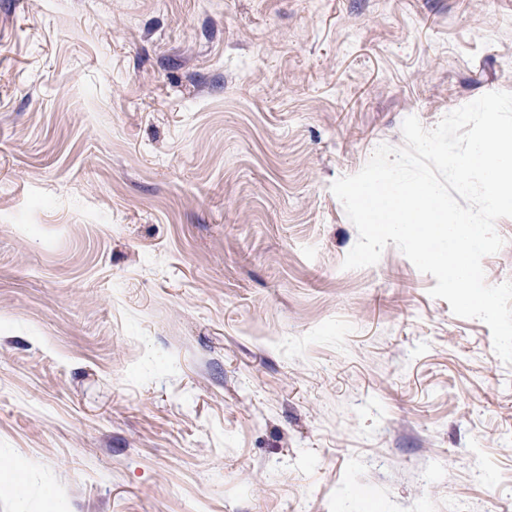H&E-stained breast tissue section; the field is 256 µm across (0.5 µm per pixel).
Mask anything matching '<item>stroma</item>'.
I'll use <instances>...</instances> for the list:
<instances>
[{
  "label": "stroma",
  "mask_w": 512,
  "mask_h": 512,
  "mask_svg": "<svg viewBox=\"0 0 512 512\" xmlns=\"http://www.w3.org/2000/svg\"><path fill=\"white\" fill-rule=\"evenodd\" d=\"M492 91L512 0H0V512H512V364L330 189Z\"/></svg>",
  "instance_id": "1"
}]
</instances>
